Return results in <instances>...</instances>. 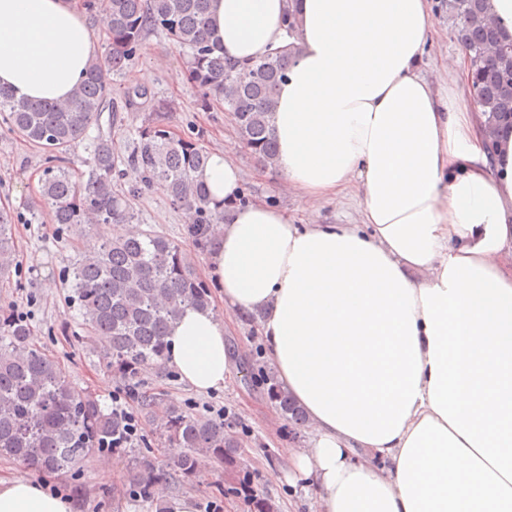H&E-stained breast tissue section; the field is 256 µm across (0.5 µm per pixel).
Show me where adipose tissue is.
<instances>
[{
    "mask_svg": "<svg viewBox=\"0 0 512 512\" xmlns=\"http://www.w3.org/2000/svg\"><path fill=\"white\" fill-rule=\"evenodd\" d=\"M226 58L288 44L276 170L316 205L352 197V224H293L239 204L232 148L198 178L224 206L209 273L223 314L185 309L168 363L200 393L236 357L226 327L258 319L309 440L274 480L307 481L316 512H512V130L493 152L475 113L420 63L431 0H210ZM101 54L78 0H0V88L66 98ZM0 512H74L23 478L0 479Z\"/></svg>",
    "mask_w": 512,
    "mask_h": 512,
    "instance_id": "adipose-tissue-1",
    "label": "adipose tissue"
}]
</instances>
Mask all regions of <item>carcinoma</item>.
Wrapping results in <instances>:
<instances>
[{
	"mask_svg": "<svg viewBox=\"0 0 512 512\" xmlns=\"http://www.w3.org/2000/svg\"><path fill=\"white\" fill-rule=\"evenodd\" d=\"M210 0H83L89 14L102 16L108 66L126 72L144 41L159 35L185 52L184 73L196 88L200 109L235 113L245 147L263 165L277 160L273 130L277 89L294 58L295 46L247 63L224 57L209 21ZM486 0H446L452 36L473 62L479 93L476 112L489 136L512 125V38L497 28ZM101 64H90L70 97L31 101L0 88V131L33 147L41 157L40 197L56 224H116L112 239L89 243L74 263L72 288L89 337L105 342L106 367L134 381L143 370L166 360L170 324L187 308L210 305L209 287L196 276L192 258L179 243L155 230L129 233L122 224L138 220L133 201L141 186L156 184L170 205L186 214V237L203 248L224 220L212 206L197 174L210 152L204 134L182 136L169 125L171 104L153 102L151 114L120 154L99 132L112 91L101 81ZM86 156L75 166L73 155ZM11 212L0 209V278L20 271ZM27 321L0 322V456L42 474L77 472L95 453L123 456L132 452L127 422L106 413L91 394L70 385L60 362L29 342ZM269 396L295 424L306 417L276 385ZM156 428L184 449L173 470L195 477L208 462L238 463L239 441L221 421L184 414L172 406ZM137 493L151 498L155 465L141 458L136 466Z\"/></svg>",
	"mask_w": 512,
	"mask_h": 512,
	"instance_id": "1",
	"label": "carcinoma"
}]
</instances>
